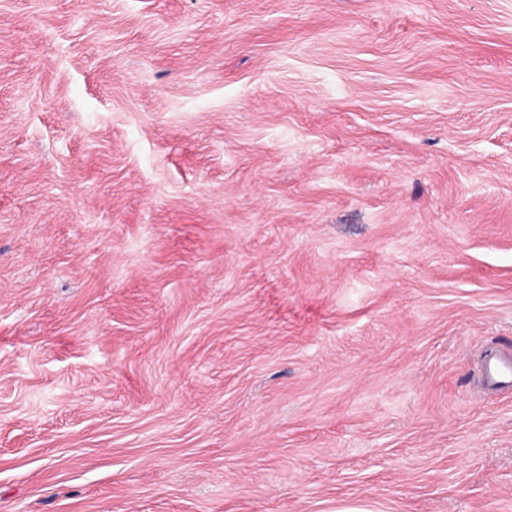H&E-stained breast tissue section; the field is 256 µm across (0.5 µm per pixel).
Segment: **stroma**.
<instances>
[{"instance_id": "obj_1", "label": "stroma", "mask_w": 512, "mask_h": 512, "mask_svg": "<svg viewBox=\"0 0 512 512\" xmlns=\"http://www.w3.org/2000/svg\"><path fill=\"white\" fill-rule=\"evenodd\" d=\"M512 0H0V512H512Z\"/></svg>"}]
</instances>
